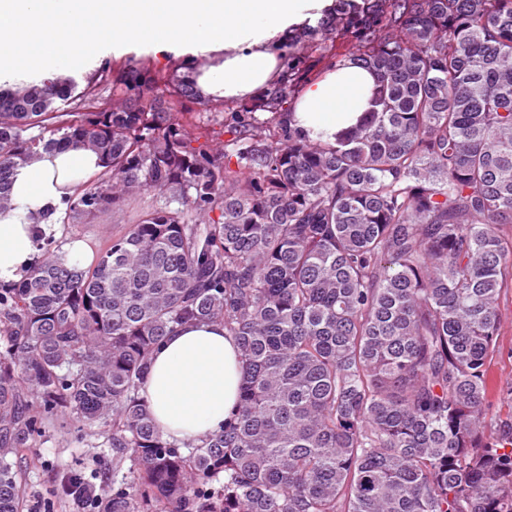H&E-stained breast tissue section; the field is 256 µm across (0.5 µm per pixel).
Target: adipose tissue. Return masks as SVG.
Returning a JSON list of instances; mask_svg holds the SVG:
<instances>
[{
	"mask_svg": "<svg viewBox=\"0 0 512 512\" xmlns=\"http://www.w3.org/2000/svg\"><path fill=\"white\" fill-rule=\"evenodd\" d=\"M333 0H0V74L64 68L98 45L203 47L207 65L187 71L200 95L230 103L258 95L282 69L288 29L315 20ZM375 76L355 62L308 81L294 124L334 140L370 108ZM89 148H42L18 162L11 206L0 213V284L19 281L37 257L31 216L63 201L102 171ZM242 364L234 337L218 323L182 327L155 349L142 394L165 435L203 439L237 406Z\"/></svg>",
	"mask_w": 512,
	"mask_h": 512,
	"instance_id": "adipose-tissue-1",
	"label": "adipose tissue"
}]
</instances>
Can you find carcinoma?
<instances>
[{
    "instance_id": "obj_1",
    "label": "carcinoma",
    "mask_w": 512,
    "mask_h": 512,
    "mask_svg": "<svg viewBox=\"0 0 512 512\" xmlns=\"http://www.w3.org/2000/svg\"><path fill=\"white\" fill-rule=\"evenodd\" d=\"M282 47L276 83L211 105L221 147L164 111L198 99L183 76L144 61L0 87V212L40 146L101 157L74 225L151 198L90 267L40 233L0 289V512L24 507L17 461L74 425L112 449L100 512H512L487 369L512 285V0H334ZM323 60L377 76L333 142L286 120ZM202 321L237 342L238 405L170 440L142 385Z\"/></svg>"
}]
</instances>
